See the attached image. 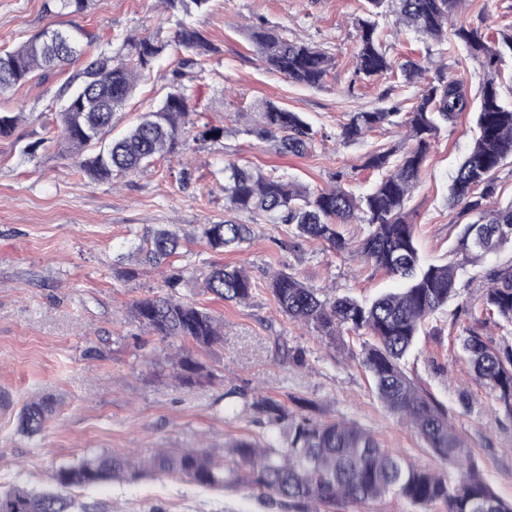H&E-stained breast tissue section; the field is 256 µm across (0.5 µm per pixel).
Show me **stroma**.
Listing matches in <instances>:
<instances>
[{
  "label": "stroma",
  "instance_id": "obj_1",
  "mask_svg": "<svg viewBox=\"0 0 512 512\" xmlns=\"http://www.w3.org/2000/svg\"><path fill=\"white\" fill-rule=\"evenodd\" d=\"M365 7V0H210L206 10L191 12L186 23L216 48L187 81L197 112L193 139L183 155L110 182L91 181L62 144L43 141L61 91L83 61L0 97L1 112L24 115L14 135L0 139V490L43 489L57 470L103 452L141 459L159 448H183L220 459L226 444L244 436L285 444L287 426L268 429L254 413L251 404L261 396L288 406L297 399L310 402L314 417L356 425L417 465H435L417 435L375 396L355 357L360 338L346 335L333 344L320 339L282 315L267 289L277 270L327 293L360 299L395 288V279L319 240L290 248L284 224L254 225L252 241L219 254L198 233L200 225L226 217L222 169L230 161L312 190L330 187L339 171L344 187L357 194L378 180V172L365 168L366 157L380 147H400L397 128L386 124L345 142L342 127L351 113L381 107L382 94L409 102L418 89L398 74L354 78L356 20ZM257 16L334 57L321 86L299 85L267 69L246 36ZM395 19L389 5L377 18L393 60L419 59L431 74L446 68L464 78L470 92L478 91L483 71L462 49L425 48ZM451 21L490 34L512 29V0H463ZM48 27L83 29L96 36V49L116 52L129 35L171 40L175 21L162 0H86L80 11L60 9L56 0H0V50ZM176 63V54H168L138 80L117 114L118 130L157 106L167 91L164 76ZM265 99L301 113L323 140L305 155L284 156L273 143L246 135L245 127L258 118L255 104ZM209 124L222 127L223 135L204 137ZM474 135L469 112L442 129L407 204L426 261L457 257L466 218L449 204L448 187ZM32 142L37 150L25 153ZM185 168L191 177L184 184L179 172ZM164 224L179 226L186 237L173 259L184 268V279L172 290L164 272L136 252ZM218 261L248 272L255 284L248 303L202 293L208 267ZM171 292L224 320L223 344L201 349L184 342L209 371L190 388L174 377V349L128 315L135 300ZM468 323L450 308L430 318L407 368L448 407L485 478L511 500L512 422L497 418L491 392L459 356L455 338ZM283 344L301 351L300 363L281 360L277 348ZM42 397L53 403L51 419L38 435L21 434L19 413ZM71 495L78 512H282L244 486L214 490L176 476L113 481L72 489Z\"/></svg>",
  "mask_w": 512,
  "mask_h": 512
}]
</instances>
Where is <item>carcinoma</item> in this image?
Wrapping results in <instances>:
<instances>
[{
    "instance_id": "carcinoma-1",
    "label": "carcinoma",
    "mask_w": 512,
    "mask_h": 512,
    "mask_svg": "<svg viewBox=\"0 0 512 512\" xmlns=\"http://www.w3.org/2000/svg\"><path fill=\"white\" fill-rule=\"evenodd\" d=\"M385 0H368L365 16L357 20L354 75L372 79L392 70L393 62L380 40L375 16ZM397 22L428 42H449L466 51L484 71L479 102H473L465 84L443 69L431 78L416 60L400 64L404 79L422 81L410 107L384 96L388 104L375 111L354 112L343 127V140L362 137L382 124L406 129L405 146L398 160L396 149L371 152L365 167L380 173L372 188L355 195L341 187L344 173L334 175L329 189L311 191L281 176L264 175L235 163L224 166V208L248 214L293 230L291 247L306 239L321 240L336 252L347 251L376 270L401 281V288L386 291L370 301L350 295L330 296L304 284L297 276L280 271L267 287L280 312L302 323L330 342L345 333L364 336L361 364L372 389L402 423L423 440L445 470L418 467L404 456L380 445L359 427L341 421H322L300 412L290 413L282 403L260 397L253 411L274 429L288 422L287 445L244 438L229 444L231 459L220 461L202 450H160L135 461L124 456L95 454L77 465L58 470L52 485L36 491L14 487L0 492V512H73L66 494L73 487L121 480L134 483L156 475H179L201 487L244 484L288 512H309L310 504H361L393 493L425 508L442 504L445 512H512V501L498 496L484 479L470 448L450 423L448 407L411 378L404 358L415 348L426 320L458 298L465 265L424 261L417 248L415 225L407 220L406 205L417 186L426 155L440 130L463 113L476 110V136L449 187L448 201L470 216L463 225L460 248L476 259L505 245L512 233L496 237L491 247L474 243L472 230L480 225L494 230L512 226V201L491 205L496 193L494 172L512 157V85L502 81L500 67L512 59V31L490 37L480 27H448L458 0H395ZM58 37L40 33L19 47L0 53V95L14 92L35 78L44 79L83 53L92 37L80 30L57 29ZM267 66L288 80L316 87L335 66V58L300 40H290L257 18L247 29ZM126 53L102 50L81 73L49 128V140L68 146L75 164L92 181L108 182L114 174H136L155 157L181 153L195 115L184 79L188 71L216 47L198 29L179 25L169 41L128 36ZM183 53L170 72V90L154 110L144 113L126 131L112 135L115 112L133 93L141 72L149 69L166 50ZM260 121L247 133L272 141L281 154L302 155L316 144L318 132L297 112L271 100L256 106ZM20 115L0 112V138L14 135ZM357 218L368 225L366 235L352 244L341 225ZM249 225L227 219L222 224L200 225V238L214 252L250 239ZM146 258L155 266L166 263L181 247V236L169 228L156 230L146 240ZM255 285L245 269L214 265L205 275L203 291L213 299L246 303ZM489 318L512 325V265L489 274L481 295ZM130 315L139 325L163 340L189 339L200 348L224 341L221 322L207 308L171 295L135 301ZM478 319L462 330L456 341L464 363L474 377L493 393L496 412L512 419V345L502 347L480 332ZM187 387L202 375V364L186 355L173 365ZM53 412L45 400L27 404L18 429L39 434Z\"/></svg>"
}]
</instances>
